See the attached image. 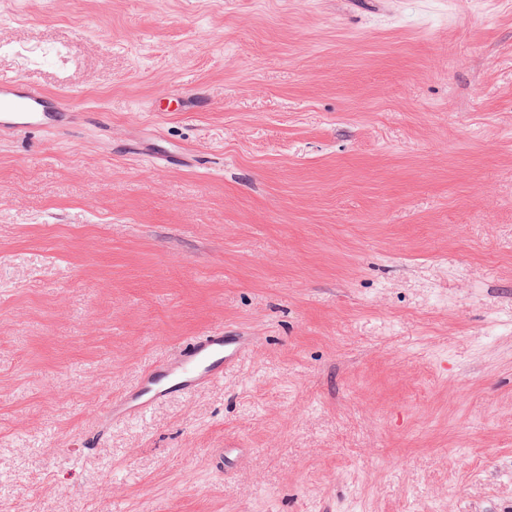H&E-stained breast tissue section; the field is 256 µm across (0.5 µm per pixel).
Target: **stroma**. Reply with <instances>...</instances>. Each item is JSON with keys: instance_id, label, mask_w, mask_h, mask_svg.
<instances>
[{"instance_id": "obj_1", "label": "stroma", "mask_w": 512, "mask_h": 512, "mask_svg": "<svg viewBox=\"0 0 512 512\" xmlns=\"http://www.w3.org/2000/svg\"><path fill=\"white\" fill-rule=\"evenodd\" d=\"M0 75L112 122L0 138V512H512V0H0ZM252 348L250 336H230L224 328L194 336L164 359L145 368L133 386L93 415L95 430L84 441L93 449L112 426L143 418L173 397L185 400L224 379V372Z\"/></svg>"}]
</instances>
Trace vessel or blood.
Here are the masks:
<instances>
[{
    "mask_svg": "<svg viewBox=\"0 0 512 512\" xmlns=\"http://www.w3.org/2000/svg\"><path fill=\"white\" fill-rule=\"evenodd\" d=\"M79 118V113L33 81L0 77V137L32 130L64 131L75 126ZM251 348V337L230 336L220 328L192 337L145 368L133 386L94 414L95 430L85 439V448H95L116 424L143 418L171 398L190 399L222 381L225 371Z\"/></svg>",
    "mask_w": 512,
    "mask_h": 512,
    "instance_id": "vessel-or-blood-1",
    "label": "vessel or blood"
}]
</instances>
